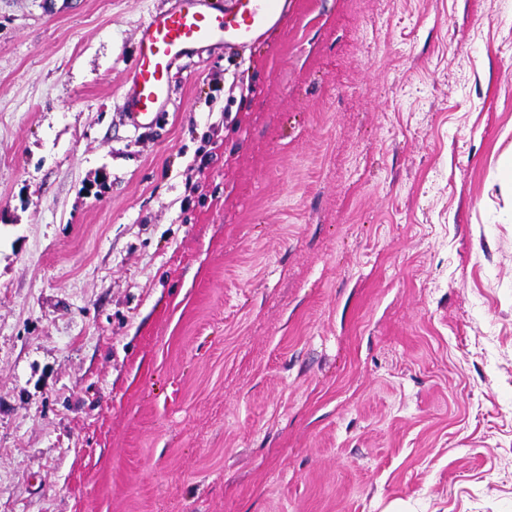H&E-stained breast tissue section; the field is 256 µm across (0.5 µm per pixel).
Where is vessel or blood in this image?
<instances>
[{
  "label": "vessel or blood",
  "instance_id": "b4317fda",
  "mask_svg": "<svg viewBox=\"0 0 512 512\" xmlns=\"http://www.w3.org/2000/svg\"><path fill=\"white\" fill-rule=\"evenodd\" d=\"M278 0H175L150 14L137 30L134 69L122 88L125 119L134 129L153 127L169 97L176 60L216 44L243 45L278 26Z\"/></svg>",
  "mask_w": 512,
  "mask_h": 512
}]
</instances>
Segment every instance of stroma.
Segmentation results:
<instances>
[{"label": "stroma", "instance_id": "1", "mask_svg": "<svg viewBox=\"0 0 512 512\" xmlns=\"http://www.w3.org/2000/svg\"><path fill=\"white\" fill-rule=\"evenodd\" d=\"M0 0V512H512V0ZM176 0L150 14L137 30L134 69L122 88L125 119L136 130L153 127L170 92L173 64L210 45H244L278 26V0Z\"/></svg>", "mask_w": 512, "mask_h": 512}]
</instances>
